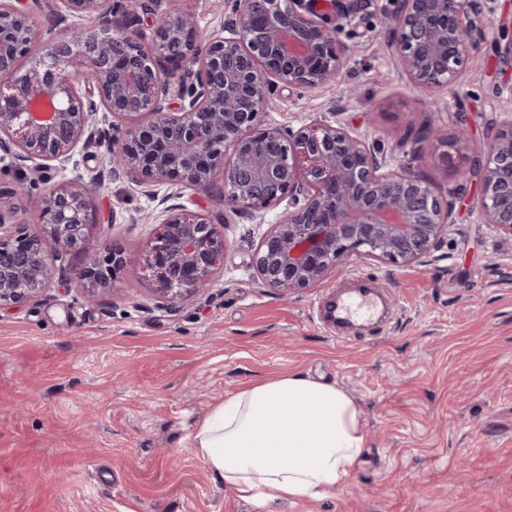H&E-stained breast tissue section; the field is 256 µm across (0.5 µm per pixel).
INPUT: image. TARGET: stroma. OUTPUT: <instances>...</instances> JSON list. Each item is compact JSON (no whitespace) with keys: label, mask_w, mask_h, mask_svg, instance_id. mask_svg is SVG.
<instances>
[{"label":"stroma","mask_w":512,"mask_h":512,"mask_svg":"<svg viewBox=\"0 0 512 512\" xmlns=\"http://www.w3.org/2000/svg\"><path fill=\"white\" fill-rule=\"evenodd\" d=\"M154 17L187 10L199 28L224 25L226 0H147ZM395 0H360L333 14L352 53L320 89L278 87L267 123L312 118L368 135L410 161L448 151L457 120L475 144L512 110V62L481 41L455 85L416 88L388 46ZM357 97H349V88ZM449 152V151H448ZM51 183L97 181L91 241L125 246L129 269L95 299L76 279L80 252L60 254L46 289L0 308V512H512V237L480 223L467 187L455 222L424 262L352 256L317 285L281 296L248 261L272 210L254 223L224 204V180L174 189L113 178L104 150L75 149ZM207 216L227 242L213 288L158 303L137 270L159 197ZM381 289L388 315L339 337L320 319L332 291ZM302 373L358 404L367 435L352 479L320 500L260 506L204 465L196 423L252 383Z\"/></svg>","instance_id":"1"}]
</instances>
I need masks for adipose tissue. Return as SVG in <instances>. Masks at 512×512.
Here are the masks:
<instances>
[{
  "mask_svg": "<svg viewBox=\"0 0 512 512\" xmlns=\"http://www.w3.org/2000/svg\"><path fill=\"white\" fill-rule=\"evenodd\" d=\"M194 444L208 469L245 501L318 500L346 484L367 439L357 403L301 374L260 381L214 405Z\"/></svg>",
  "mask_w": 512,
  "mask_h": 512,
  "instance_id": "adipose-tissue-1",
  "label": "adipose tissue"
}]
</instances>
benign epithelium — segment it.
<instances>
[{
	"label": "benign epithelium",
	"mask_w": 512,
	"mask_h": 512,
	"mask_svg": "<svg viewBox=\"0 0 512 512\" xmlns=\"http://www.w3.org/2000/svg\"><path fill=\"white\" fill-rule=\"evenodd\" d=\"M55 23L36 28L25 0H0V146L43 178L81 145L108 144L112 172L139 183L205 189L224 174V203L265 223L249 267L284 295L318 283L354 254L409 265L429 256L454 223V204L420 172L370 144L367 135L311 120L296 129L264 120L271 92L315 90L336 81L348 53L322 0H228L221 31L195 30L190 14H169L141 36L146 11L118 13L112 0H56ZM389 46L417 86L454 85L476 38L512 57V30L483 23L480 0H397ZM95 15L99 25L56 27ZM35 53L37 65L18 61ZM131 122L93 129L99 109ZM456 149L473 156L465 185L480 187V218L512 237V113L481 147L459 123ZM96 183H62L38 200L42 228L0 225V307L38 295L64 251L79 250L89 297L128 268L126 248L89 242L86 216ZM158 201V222L138 275L162 303L213 285L226 242L203 214Z\"/></svg>",
	"instance_id": "obj_1"
}]
</instances>
